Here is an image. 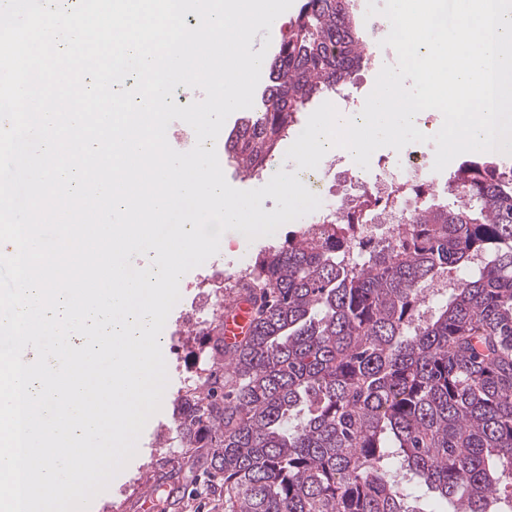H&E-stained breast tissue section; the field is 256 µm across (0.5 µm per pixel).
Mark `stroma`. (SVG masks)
Instances as JSON below:
<instances>
[{
  "label": "stroma",
  "instance_id": "obj_1",
  "mask_svg": "<svg viewBox=\"0 0 512 512\" xmlns=\"http://www.w3.org/2000/svg\"><path fill=\"white\" fill-rule=\"evenodd\" d=\"M388 59L382 52H374L370 60L359 71L357 77L340 93L328 94L326 99H313L312 107H319L322 101H330L333 104H346L356 107L363 106L367 95L373 90L376 77L382 66ZM246 117L245 112L232 113L224 123V126L215 142V148L219 152V162L228 183L240 190L256 189L268 183L274 169L291 168L292 163L286 160L285 154L292 145V138H284L280 141L275 159L270 167L255 175L248 176L242 173L236 163L228 160L223 152L225 142L238 130ZM311 216L282 225L275 234L260 237L255 240H247L242 233L229 232L228 237L231 246L228 249L219 250L214 255L212 262L202 265L187 272L180 286L181 294L191 291H199L203 288L211 273L212 264H227L230 257L241 253H257L262 248L279 244L285 241L289 232L299 230L311 224ZM163 355L166 361L169 382L165 390L161 409L147 423L138 441L136 456L127 466L117 474L104 492L94 498L89 507V512H137L136 503L143 491L152 489L154 485H162V492L156 496L159 512H194L197 503L187 498L182 491L184 483L183 473L179 471L177 463H170L168 468L148 470L145 464L152 456L164 454L170 442L176 441L178 435L173 423L172 400L174 394L183 387L189 375L188 369L178 368V361H189L198 345L196 336L181 318L180 307H173L165 327Z\"/></svg>",
  "mask_w": 512,
  "mask_h": 512
}]
</instances>
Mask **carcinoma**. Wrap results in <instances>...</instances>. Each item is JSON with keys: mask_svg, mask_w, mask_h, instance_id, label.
<instances>
[{"mask_svg": "<svg viewBox=\"0 0 512 512\" xmlns=\"http://www.w3.org/2000/svg\"><path fill=\"white\" fill-rule=\"evenodd\" d=\"M369 41L349 0H301L262 106L227 144L247 173L317 97L353 82ZM350 209L288 235L245 275L259 298L176 400L185 486L224 512H512V168L461 162L448 200L395 242L346 238ZM466 275L423 318L421 298Z\"/></svg>", "mask_w": 512, "mask_h": 512, "instance_id": "1", "label": "carcinoma"}]
</instances>
